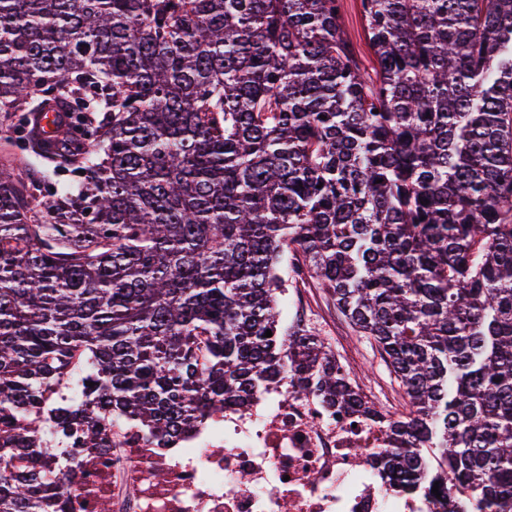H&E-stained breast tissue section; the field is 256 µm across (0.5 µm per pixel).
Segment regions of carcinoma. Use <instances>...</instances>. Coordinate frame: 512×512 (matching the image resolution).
Instances as JSON below:
<instances>
[{
    "instance_id": "obj_1",
    "label": "carcinoma",
    "mask_w": 512,
    "mask_h": 512,
    "mask_svg": "<svg viewBox=\"0 0 512 512\" xmlns=\"http://www.w3.org/2000/svg\"><path fill=\"white\" fill-rule=\"evenodd\" d=\"M361 12L372 76L341 0H0V512H63L115 417L168 447L282 383L379 420L402 492L512 512V0ZM289 253L407 413L283 337ZM341 24L344 35L350 42L360 66L372 75L374 57L366 37L360 0H342Z\"/></svg>"
}]
</instances>
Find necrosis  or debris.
<instances>
[{
  "instance_id": "necrosis-or-debris-1",
  "label": "necrosis or debris",
  "mask_w": 512,
  "mask_h": 512,
  "mask_svg": "<svg viewBox=\"0 0 512 512\" xmlns=\"http://www.w3.org/2000/svg\"><path fill=\"white\" fill-rule=\"evenodd\" d=\"M387 444L366 414L278 385L169 448L113 422L108 447L77 453L64 512H433L382 478Z\"/></svg>"
}]
</instances>
